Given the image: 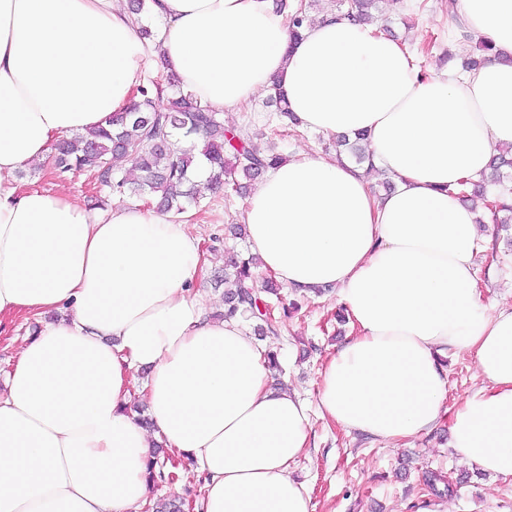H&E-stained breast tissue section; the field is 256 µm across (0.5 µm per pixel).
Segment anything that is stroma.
Returning a JSON list of instances; mask_svg holds the SVG:
<instances>
[{
    "label": "stroma",
    "instance_id": "obj_1",
    "mask_svg": "<svg viewBox=\"0 0 512 512\" xmlns=\"http://www.w3.org/2000/svg\"><path fill=\"white\" fill-rule=\"evenodd\" d=\"M379 30H390L411 53L417 70L425 76L446 71L450 58L472 54L479 45L475 34H463L448 13L446 0H414L399 6L397 0H381L377 13ZM233 128H246L259 146L270 154L292 157L307 151L327 158L336 149L322 134L297 128L277 131L262 103L251 111L225 113ZM21 182L87 203L96 191L90 173L77 172L67 179L54 178L48 168L35 163L23 168ZM249 194L222 191L206 196L202 206L187 205L183 215L190 232L201 240L202 269L191 291L219 310L223 288L209 278L224 267V251L232 248L249 257V243L226 237L229 225L241 223ZM487 247L479 254V291L485 305L512 304V228L496 224L481 229ZM269 304L281 325L268 336L266 345L277 348L284 375L279 382L309 404H316L324 364L349 338L350 321L341 319L336 295L300 296L282 289ZM448 409H455L483 385L473 357L466 352L449 356ZM447 425L407 443L391 446L362 434H349L325 420H315L309 446L293 463L294 478L304 483L313 512H423L433 496L425 485L427 472L439 471L456 483L453 495L444 496L448 512H512V479L489 475L449 446ZM174 480L155 481L153 498H176L191 504L202 493V483L192 467L177 466Z\"/></svg>",
    "mask_w": 512,
    "mask_h": 512
}]
</instances>
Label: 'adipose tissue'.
<instances>
[{
    "label": "adipose tissue",
    "instance_id": "adipose-tissue-1",
    "mask_svg": "<svg viewBox=\"0 0 512 512\" xmlns=\"http://www.w3.org/2000/svg\"><path fill=\"white\" fill-rule=\"evenodd\" d=\"M151 12L164 70L201 105L236 110L277 77L301 126L367 134L365 163L300 152L269 168L243 217L262 270L300 294L335 288L355 334L309 405L275 387L239 319L191 295L201 253L186 224L20 186L57 136L129 105L146 46L113 0H0V320L40 324L0 394V512H142L157 443L194 462L197 512H311L290 467L317 418L388 445L445 421L451 448L511 478L512 305L482 304L480 214L449 189L512 145V0H459L496 59L428 77L367 24L329 15L291 41L272 0ZM376 170L391 193H374ZM459 351L484 385L451 411ZM136 390L152 427L129 409Z\"/></svg>",
    "mask_w": 512,
    "mask_h": 512
}]
</instances>
